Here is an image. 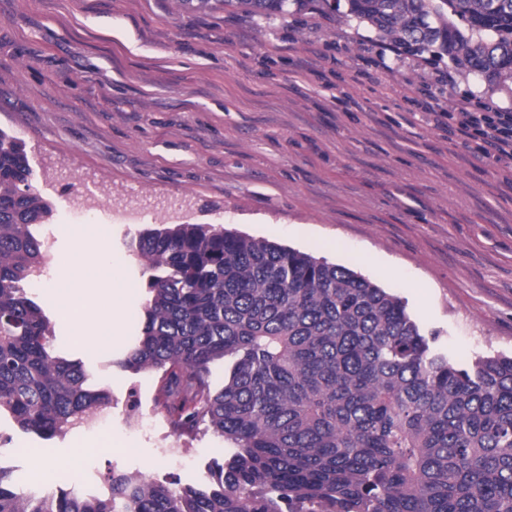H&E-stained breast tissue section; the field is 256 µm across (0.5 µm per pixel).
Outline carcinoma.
Masks as SVG:
<instances>
[{
  "instance_id": "carcinoma-1",
  "label": "carcinoma",
  "mask_w": 512,
  "mask_h": 512,
  "mask_svg": "<svg viewBox=\"0 0 512 512\" xmlns=\"http://www.w3.org/2000/svg\"><path fill=\"white\" fill-rule=\"evenodd\" d=\"M265 19L329 11L405 53L512 84V0H216ZM0 129V414L49 438L109 408L54 350L33 232L51 206ZM143 325L119 366L158 376L182 435L236 445L201 485L112 474L108 494L25 492L0 465V512H512V356L460 363L404 302L353 270L211 228L149 229ZM224 361V386L209 382Z\"/></svg>"
}]
</instances>
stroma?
I'll return each mask as SVG.
<instances>
[{
  "instance_id": "35a3bbf8",
  "label": "stroma",
  "mask_w": 512,
  "mask_h": 512,
  "mask_svg": "<svg viewBox=\"0 0 512 512\" xmlns=\"http://www.w3.org/2000/svg\"><path fill=\"white\" fill-rule=\"evenodd\" d=\"M383 46L369 26L317 11L266 20L177 0H0V129L24 143L31 188L52 206L37 233L53 237L61 265L104 250L124 290L121 328L96 352L31 289L57 346L110 390L112 432L43 439L1 416L0 464L20 488L97 493L114 472L197 484L234 451L209 430L179 435L153 403L156 375L117 365L142 327L150 272L132 244L143 227L111 224L104 239L86 230L130 198L183 200L179 222L350 268L405 301L463 362L512 354V164L478 159L435 118L463 96L512 113V93L461 71L438 83L449 64L425 55H400L379 83L361 78ZM424 80L432 115L406 100ZM88 192L101 208L85 216ZM134 391L153 437L127 431ZM170 446L190 458L163 456ZM38 455L57 476L35 472Z\"/></svg>"
}]
</instances>
